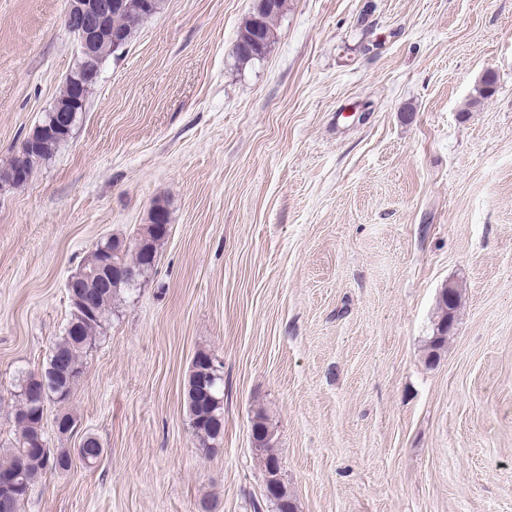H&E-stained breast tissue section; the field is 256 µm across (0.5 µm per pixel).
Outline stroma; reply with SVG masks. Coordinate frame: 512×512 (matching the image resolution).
Instances as JSON below:
<instances>
[{
    "label": "stroma",
    "mask_w": 512,
    "mask_h": 512,
    "mask_svg": "<svg viewBox=\"0 0 512 512\" xmlns=\"http://www.w3.org/2000/svg\"><path fill=\"white\" fill-rule=\"evenodd\" d=\"M66 0H0V168L79 46ZM252 0H164L109 58L71 138L0 189V457L22 380L95 245L169 233L116 300L19 512H276L265 409L295 512H512V0H288L243 68ZM495 92L469 101L485 71ZM461 299L428 358L442 287ZM224 362V441L195 445L194 355ZM252 436L264 447L265 462L260 461V464L264 467L266 475L271 464H276L280 468L279 457L273 444L272 426L266 411L262 408H259L254 413Z\"/></svg>",
    "instance_id": "obj_1"
}]
</instances>
